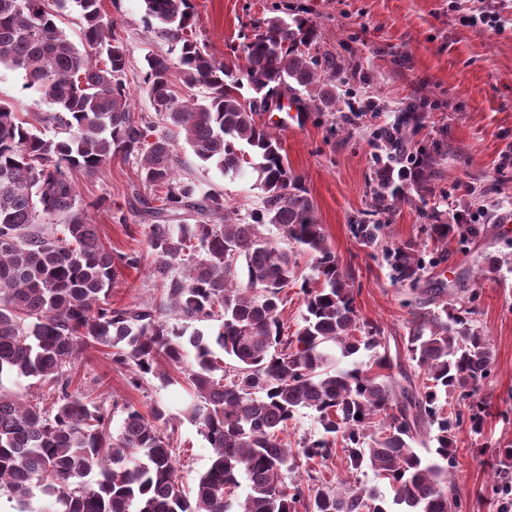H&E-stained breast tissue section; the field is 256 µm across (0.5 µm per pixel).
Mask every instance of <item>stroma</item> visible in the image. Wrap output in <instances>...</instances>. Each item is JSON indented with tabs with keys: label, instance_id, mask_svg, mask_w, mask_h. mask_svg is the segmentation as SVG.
<instances>
[{
	"label": "stroma",
	"instance_id": "obj_1",
	"mask_svg": "<svg viewBox=\"0 0 512 512\" xmlns=\"http://www.w3.org/2000/svg\"><path fill=\"white\" fill-rule=\"evenodd\" d=\"M277 0H191L198 41L221 61L243 51L245 34L268 16ZM290 11L313 24L319 43L343 62L336 76V109L309 112L304 127L278 131L290 167L302 176L316 215L343 268L355 278V306L377 323L390 347H402L407 334L405 292L395 285L381 256L360 244L352 226L371 220L372 186L378 168L376 132L395 125L410 105L423 108L424 124L411 150L437 154L432 192L398 202L388 215L389 244L425 242L423 214L438 213L454 222L459 211L483 216L476 235L453 241L448 259L429 269V287L464 278L475 293L476 320L493 348L492 371L478 395L491 405L483 434L461 427L456 464L449 486L460 494L464 512H502L490 465L512 442V423L501 420L512 409V168H499L501 155L512 153V0H284ZM486 7L506 18L498 31L465 26L462 16ZM115 32L130 50L126 75L135 115H152L144 93L143 57L164 53L168 45L146 28L143 0H103ZM0 98L22 112L48 106L25 89L19 72L0 68ZM180 176L204 189L223 192L232 209L247 214L258 205L253 174L230 181L206 170L189 149H179ZM83 202L103 242L113 252L135 254L141 263L118 273L113 303L134 306L160 299L149 247V227L136 212L135 197L144 193L133 159L113 155L101 176L77 179ZM106 199L96 207L97 199ZM124 213L127 224L115 222ZM67 374L80 391L103 399L112 428H119L124 406L149 413L159 405L176 420V466L184 487H192L209 465L212 450L196 426L183 418L194 393L179 372L170 380L146 377L140 388L128 380L130 368L113 365L104 348H86ZM287 482L310 488L341 489L352 481L381 487L367 469L351 473L342 445L326 460L298 458Z\"/></svg>",
	"mask_w": 512,
	"mask_h": 512
}]
</instances>
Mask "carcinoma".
I'll use <instances>...</instances> for the list:
<instances>
[{
    "instance_id": "1",
    "label": "carcinoma",
    "mask_w": 512,
    "mask_h": 512,
    "mask_svg": "<svg viewBox=\"0 0 512 512\" xmlns=\"http://www.w3.org/2000/svg\"><path fill=\"white\" fill-rule=\"evenodd\" d=\"M70 2L83 19L77 42L60 26ZM143 2L147 28L177 49L175 56L145 57L143 91L180 142L133 116L128 49L113 35L102 0H0V66L23 75L25 88L52 108L39 123L58 129L49 136L0 100V379L37 378L53 399L47 410L0 391V490L19 512H27L36 490L46 512H461L448 486L457 432L467 421L482 433L489 409L478 400L466 414L447 412L442 399L480 388L492 347L465 283L451 302L443 289L421 283L451 241L477 229L434 214L424 232L435 260L426 262L412 241L385 249L393 280L412 296L405 348L421 374L419 384L404 386L391 372L382 329L358 313L353 277L328 243L302 177L273 131L256 120L302 91L316 111H336L341 59L310 51L318 35L308 20L275 13L245 36L242 62H219L189 35L190 0ZM196 86L206 95L178 96ZM181 142L224 177L251 168L258 207L233 219L223 193L177 177ZM116 153L136 160L149 188L138 203L156 258L158 306L112 307L118 270L137 267L140 257L112 253L77 190L76 174L101 173ZM435 163L421 152L408 169L379 167L374 211L390 212L410 189L431 191ZM353 228L365 246L380 243L383 224ZM273 229L288 246L269 236ZM301 252L311 255L312 274L300 282ZM297 284L306 314L290 335L280 314L284 291ZM216 317L217 333L187 332ZM332 345L342 358L365 351L369 361L337 367ZM89 346L132 367L135 387L148 375L169 379L162 364L183 375L196 397L186 418L213 448L193 489L178 475L173 433L162 432L169 426L163 407L147 416L125 408L114 433L104 405L71 390L64 367ZM301 410L322 428L304 441L306 459L330 456L340 438L351 469H370L391 498L366 486L312 492L287 484L296 454L280 433ZM432 428L435 446L422 456L415 445L426 444ZM501 455L494 481L506 494L512 444ZM242 478L247 491L239 497Z\"/></svg>"
}]
</instances>
